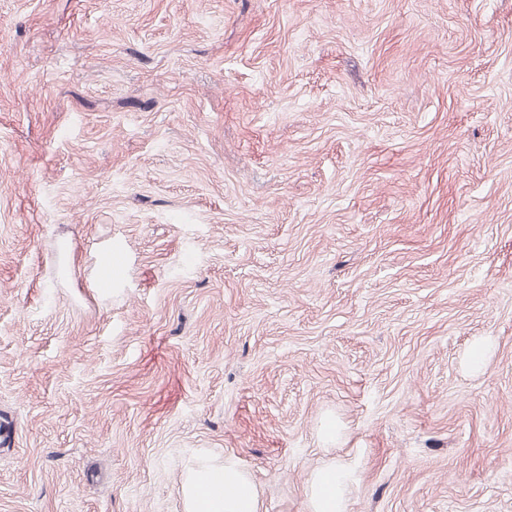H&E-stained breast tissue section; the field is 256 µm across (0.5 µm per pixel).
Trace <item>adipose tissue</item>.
Segmentation results:
<instances>
[{
	"label": "adipose tissue",
	"instance_id": "1",
	"mask_svg": "<svg viewBox=\"0 0 512 512\" xmlns=\"http://www.w3.org/2000/svg\"><path fill=\"white\" fill-rule=\"evenodd\" d=\"M180 492L183 512H261L251 475L232 455L206 458L188 468ZM348 492V474L343 468L316 469L308 481V512H347Z\"/></svg>",
	"mask_w": 512,
	"mask_h": 512
}]
</instances>
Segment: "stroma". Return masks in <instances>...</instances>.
Instances as JSON below:
<instances>
[{
    "label": "stroma",
    "mask_w": 512,
    "mask_h": 512,
    "mask_svg": "<svg viewBox=\"0 0 512 512\" xmlns=\"http://www.w3.org/2000/svg\"><path fill=\"white\" fill-rule=\"evenodd\" d=\"M203 453L512 512V0H0V512Z\"/></svg>",
    "instance_id": "obj_1"
}]
</instances>
